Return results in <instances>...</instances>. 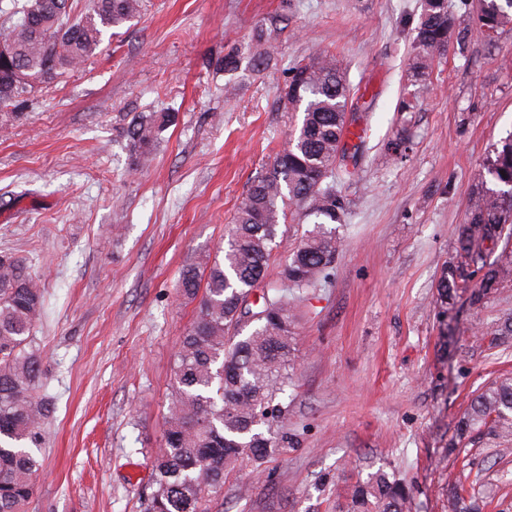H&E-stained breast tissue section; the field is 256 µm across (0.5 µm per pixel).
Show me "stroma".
Segmentation results:
<instances>
[{"mask_svg":"<svg viewBox=\"0 0 512 512\" xmlns=\"http://www.w3.org/2000/svg\"><path fill=\"white\" fill-rule=\"evenodd\" d=\"M449 4L466 42L415 81L419 0H145L130 29L0 123V254L27 258L46 298L33 341L51 412L26 512H142L194 316L174 284L224 245L250 181L285 146L289 67L324 53L363 95L341 249L330 280L303 294L280 454L260 472L236 465L208 512H336L380 469L412 484V512H444L452 487L512 512V440L483 427L448 447L471 399L512 375V348L483 334L512 312V285L447 311L435 288L512 133V23L491 41L468 0ZM273 16L287 27L269 65L225 73L227 50L250 55ZM407 91L417 111H401ZM138 112L175 120L133 173L122 129Z\"/></svg>","mask_w":512,"mask_h":512,"instance_id":"35a3bbf8","label":"stroma"}]
</instances>
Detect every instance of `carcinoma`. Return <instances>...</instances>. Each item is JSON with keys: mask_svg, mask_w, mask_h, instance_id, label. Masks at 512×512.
<instances>
[{"mask_svg": "<svg viewBox=\"0 0 512 512\" xmlns=\"http://www.w3.org/2000/svg\"><path fill=\"white\" fill-rule=\"evenodd\" d=\"M12 0L0 6V43L10 48L12 68L54 83L96 54L104 32L133 23L145 0ZM477 21L499 30L512 22V0H480ZM456 21L444 0L420 10L413 42L419 49L414 75L446 51ZM278 20L258 26L257 49L248 64L258 70L280 46ZM355 95L333 56L291 68L280 101L301 121L270 168L247 188L227 232L223 258L200 253L186 263L177 294L198 301L173 366L171 401L158 448L152 455L153 490L144 512H202L204 493L224 489V474L239 462L261 470L279 452L273 431L282 413L280 395L292 381L298 293L328 279L341 246L346 201L336 183L351 180L358 145L349 143L348 104ZM0 88V122L20 117L28 103ZM168 112H139L125 137L130 170L153 160ZM484 178L473 191L464 223L456 226L455 256L437 283L436 301L449 308L469 292L473 305L512 282V250L500 245L512 224V134L494 149ZM311 224L267 279L280 226ZM44 289L26 259L0 256V512H24L35 493L44 444L45 403L35 397L43 378L42 356L32 332L44 312ZM512 438V377L495 380L475 396L457 423V442L479 426ZM450 512H482L485 504L457 491ZM336 512H411L405 486L380 470L354 486Z\"/></svg>", "mask_w": 512, "mask_h": 512, "instance_id": "cac0c4a2", "label": "carcinoma"}]
</instances>
